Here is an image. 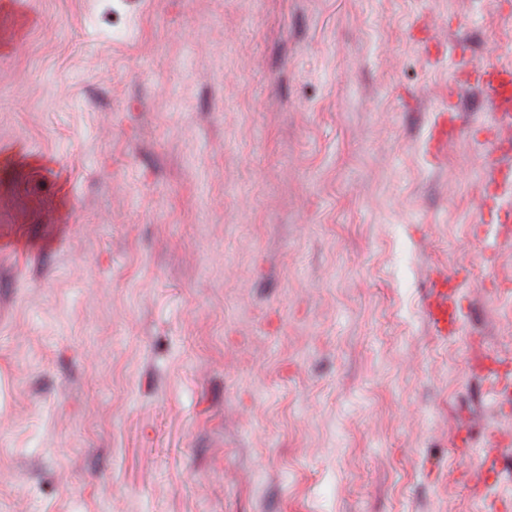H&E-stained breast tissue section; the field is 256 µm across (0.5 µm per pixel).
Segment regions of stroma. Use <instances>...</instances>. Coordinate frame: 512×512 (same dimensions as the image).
Returning <instances> with one entry per match:
<instances>
[{"label": "stroma", "instance_id": "35a3bbf8", "mask_svg": "<svg viewBox=\"0 0 512 512\" xmlns=\"http://www.w3.org/2000/svg\"><path fill=\"white\" fill-rule=\"evenodd\" d=\"M488 63L512 0H0V512H512ZM456 288L451 279L435 282L430 289L425 313L434 332L439 336L453 334L457 330Z\"/></svg>", "mask_w": 512, "mask_h": 512}]
</instances>
